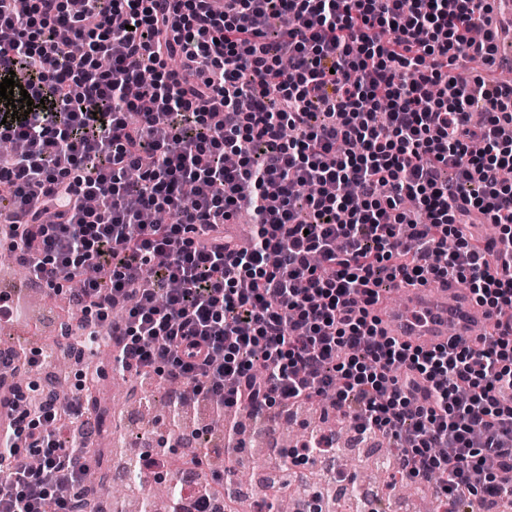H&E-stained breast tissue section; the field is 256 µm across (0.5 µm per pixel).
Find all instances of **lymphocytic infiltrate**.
Listing matches in <instances>:
<instances>
[{
  "mask_svg": "<svg viewBox=\"0 0 512 512\" xmlns=\"http://www.w3.org/2000/svg\"><path fill=\"white\" fill-rule=\"evenodd\" d=\"M488 0H0L1 248L70 284L80 342L113 371L175 379L256 415L332 395L395 441L399 478L445 503L499 497L512 469V83H488ZM282 25L275 43L263 29ZM485 119L472 121L475 101ZM196 197L185 204L184 184ZM56 221L44 223V205ZM161 209L172 221L141 223ZM253 217L244 250L224 226ZM490 222L480 248L462 232ZM456 279L501 315L480 348L376 336L397 280ZM6 400L0 512H83L80 420Z\"/></svg>",
  "mask_w": 512,
  "mask_h": 512,
  "instance_id": "lymphocytic-infiltrate-1",
  "label": "lymphocytic infiltrate"
}]
</instances>
